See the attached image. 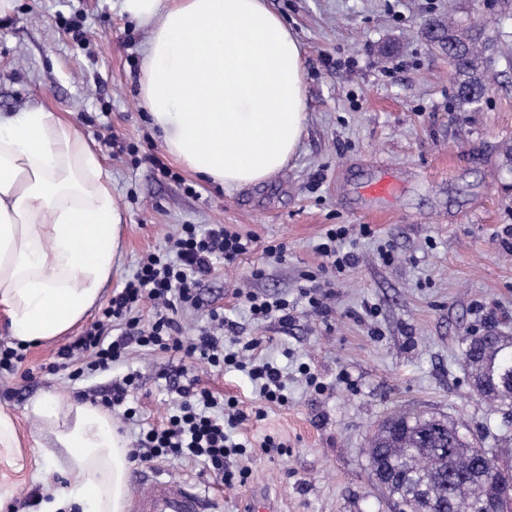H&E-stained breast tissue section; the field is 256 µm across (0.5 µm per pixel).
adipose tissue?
Returning a JSON list of instances; mask_svg holds the SVG:
<instances>
[{
  "label": "adipose tissue",
  "instance_id": "obj_1",
  "mask_svg": "<svg viewBox=\"0 0 512 512\" xmlns=\"http://www.w3.org/2000/svg\"><path fill=\"white\" fill-rule=\"evenodd\" d=\"M148 26L141 104L169 153L230 189L270 180L304 130L301 51L266 0H123ZM124 216L101 153L45 108L0 113V308L21 343L72 330L98 303L122 245ZM26 413L50 431L41 453L62 466L37 512H125L130 448L99 407L56 396Z\"/></svg>",
  "mask_w": 512,
  "mask_h": 512
}]
</instances>
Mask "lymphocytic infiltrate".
Masks as SVG:
<instances>
[{
    "label": "lymphocytic infiltrate",
    "mask_w": 512,
    "mask_h": 512,
    "mask_svg": "<svg viewBox=\"0 0 512 512\" xmlns=\"http://www.w3.org/2000/svg\"><path fill=\"white\" fill-rule=\"evenodd\" d=\"M258 248L266 256L278 259L286 252L284 244L262 247L256 235L242 234L224 224L181 225L170 250L143 260L133 277L113 294L101 320L61 350V359L72 366V375L78 378L88 370L111 369L133 346L180 353L215 368L247 370L268 404L287 405L280 370L268 361L244 358L245 353L257 349V342H249L243 351L234 352L207 330L186 341L176 319L180 305L196 303L197 288L217 264L235 263ZM143 301L157 307L155 316L145 325L134 314ZM178 393L181 401L166 424L143 430L132 451V461L146 465L157 458L175 456L204 462L224 483L246 480L248 469L235 472L226 465L227 458L244 452L234 437L246 419L245 413L234 400L220 401L193 379L180 385Z\"/></svg>",
    "instance_id": "1"
}]
</instances>
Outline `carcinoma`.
Returning <instances> with one entry per match:
<instances>
[{
	"mask_svg": "<svg viewBox=\"0 0 512 512\" xmlns=\"http://www.w3.org/2000/svg\"><path fill=\"white\" fill-rule=\"evenodd\" d=\"M424 35L463 61L455 69L458 105L479 110L481 90L495 80L494 46L485 33L450 13L429 20ZM462 344L482 396L512 411V336H466ZM366 451L385 474L383 493L405 512H484L492 502L512 512V465H501L499 479L488 481L479 448L446 415L402 407L372 433Z\"/></svg>",
	"mask_w": 512,
	"mask_h": 512,
	"instance_id": "obj_1",
	"label": "carcinoma"
}]
</instances>
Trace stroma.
Instances as JSON below:
<instances>
[{
    "label": "stroma",
    "instance_id": "obj_1",
    "mask_svg": "<svg viewBox=\"0 0 512 512\" xmlns=\"http://www.w3.org/2000/svg\"><path fill=\"white\" fill-rule=\"evenodd\" d=\"M491 3L502 21L497 78L481 109L463 112L447 55L421 29L451 8L479 20L478 0H268L301 48L305 128L275 177L227 189L167 153L140 99L148 30L121 0H12L0 16V113L41 105L66 116L100 149L125 214L123 249L89 321L180 225L227 224L287 248L281 261L258 252L217 266L199 289L200 308L177 316L188 340L207 327L210 308H223L225 335L257 340L261 357L282 370L287 406L266 405L244 372L137 348L110 370L72 380L59 352L81 336L78 327L28 345L30 378L0 373V409L13 416L21 447L22 470L7 473L16 512H28L45 485L30 473L48 429L26 417V404L45 392L97 404L132 372L137 416L111 411L129 442L143 423L164 422L180 400L173 382L193 375L248 414L236 435L246 451L234 459L250 470L245 483H221L191 460L154 463L194 484L214 512H241L263 493L277 497L281 512H394L365 448L398 406L451 416L500 460L512 458L504 414L474 390L461 356L462 337L486 325L512 336V0ZM387 173L396 194L365 195L366 183ZM332 224L348 225L358 256L337 277L322 273L316 251ZM363 224L370 236L359 235ZM308 274L319 313L300 293ZM239 288L288 299L293 321L252 320ZM268 436L276 448L263 449Z\"/></svg>",
    "mask_w": 512,
    "mask_h": 512
}]
</instances>
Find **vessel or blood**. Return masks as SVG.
I'll list each match as a JSON object with an SVG mask.
<instances>
[{
  "instance_id": "obj_1",
  "label": "vessel or blood",
  "mask_w": 512,
  "mask_h": 512,
  "mask_svg": "<svg viewBox=\"0 0 512 512\" xmlns=\"http://www.w3.org/2000/svg\"><path fill=\"white\" fill-rule=\"evenodd\" d=\"M129 512H205L206 498L196 486L153 471L139 472Z\"/></svg>"
}]
</instances>
